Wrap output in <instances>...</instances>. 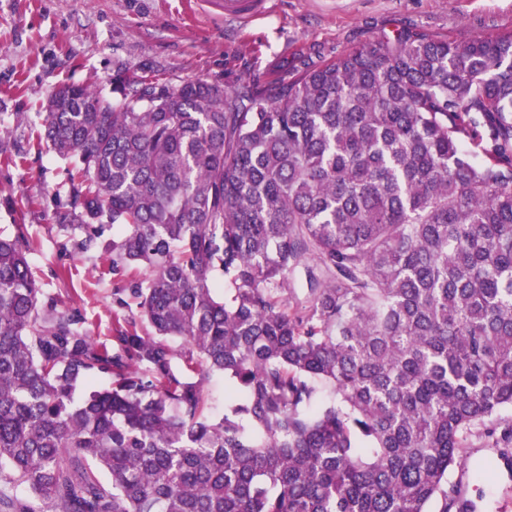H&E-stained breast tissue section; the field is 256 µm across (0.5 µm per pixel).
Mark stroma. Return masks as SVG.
<instances>
[{"mask_svg": "<svg viewBox=\"0 0 512 512\" xmlns=\"http://www.w3.org/2000/svg\"><path fill=\"white\" fill-rule=\"evenodd\" d=\"M265 19H229L207 0H0V235H24L45 297L76 312L113 347L129 278L100 236L64 221L73 208L66 161L38 145L46 96L63 84L112 93L120 67L171 85L200 81L234 93L291 81L343 52L405 28L466 40L512 31V0H272ZM476 432L449 479L476 512H512V464Z\"/></svg>", "mask_w": 512, "mask_h": 512, "instance_id": "1", "label": "stroma"}]
</instances>
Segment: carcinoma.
<instances>
[{"label": "carcinoma", "instance_id": "obj_1", "mask_svg": "<svg viewBox=\"0 0 512 512\" xmlns=\"http://www.w3.org/2000/svg\"><path fill=\"white\" fill-rule=\"evenodd\" d=\"M112 92L52 91L43 139L153 333L97 345L0 236V509L470 512L448 473L512 408V32Z\"/></svg>", "mask_w": 512, "mask_h": 512}]
</instances>
